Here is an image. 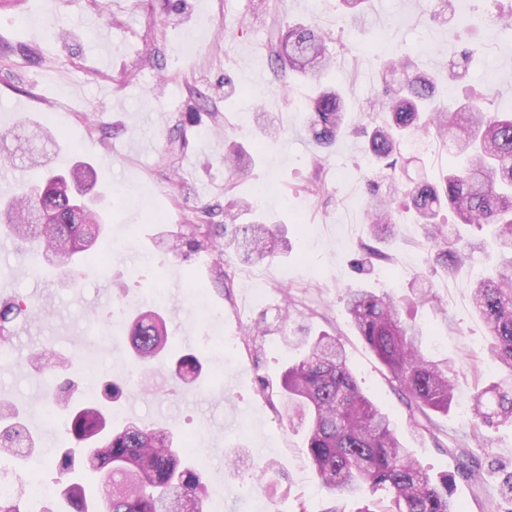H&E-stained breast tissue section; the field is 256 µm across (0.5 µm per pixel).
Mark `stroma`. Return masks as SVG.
<instances>
[{"label": "stroma", "mask_w": 512, "mask_h": 512, "mask_svg": "<svg viewBox=\"0 0 512 512\" xmlns=\"http://www.w3.org/2000/svg\"><path fill=\"white\" fill-rule=\"evenodd\" d=\"M512 0H467L448 22L433 19L423 0H370L364 23L341 14L340 0H274L268 10L250 0H16L0 9V173L35 175L33 160L56 170L91 163L95 192L110 207L106 248L83 267L81 285L69 287L59 266L41 264L23 248L0 253V302L23 299L43 307L42 318L14 326L7 356H0V400L17 406L31 433L58 430L69 410L53 400L68 388L76 401L95 400L103 382L125 383L110 423L129 416L150 427H172L208 477L206 512H356L361 500H336L321 487L290 424L280 380L298 352L294 340L327 333L340 337L363 391L389 414L402 444L433 474L454 478L464 512H506L500 496L504 471H512V426L487 428L475 439L468 394L499 377L486 355L487 330L474 313L471 284L488 262L475 255L456 276L435 269L425 230L406 208L404 190L427 177L437 181L455 162L433 138L408 141L398 159L394 197L401 215L393 239L383 243L388 261L358 270L354 261L367 239L366 182L377 168L357 130L383 122L376 111L383 61L403 57L423 71L469 53L474 75L442 83L449 100L469 89L489 93L494 112L512 110V28L495 13ZM111 26L102 47L96 22ZM303 23L330 37L336 65L329 83L364 104L350 112L348 135L319 151L301 111L315 85L274 81L265 51L277 23ZM428 50H420V39ZM372 55L355 64L352 46ZM278 137L263 134L266 122ZM245 168L224 165L229 147ZM249 200L278 224L287 247L246 276L234 251L223 258L203 249L182 259L159 246L162 230L182 224H220L225 204ZM320 271L322 285H303L304 263ZM224 284L213 283L216 265ZM426 272L434 304L417 302L410 284ZM357 285L399 298L404 319L421 325L433 359L454 367L463 400L417 426L390 376L351 327L344 292ZM161 298L169 339L179 350L205 356L202 384L179 387L160 367L130 362L124 339L143 297ZM267 320L247 349L234 346L247 326ZM43 352L57 360L34 366ZM482 463L476 479L460 476L459 449ZM46 455L10 465L17 490L29 475L51 488L61 476ZM269 465L262 483L253 466Z\"/></svg>", "instance_id": "obj_1"}]
</instances>
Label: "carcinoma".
Returning <instances> with one entry per match:
<instances>
[{
	"label": "carcinoma",
	"mask_w": 512,
	"mask_h": 512,
	"mask_svg": "<svg viewBox=\"0 0 512 512\" xmlns=\"http://www.w3.org/2000/svg\"><path fill=\"white\" fill-rule=\"evenodd\" d=\"M267 47L276 78L295 73L317 84L318 91L304 107L305 126L317 146H330L345 133L348 103L339 90L323 83L334 64L326 38L304 25L281 23L270 31ZM381 79L390 86L382 108L389 118L367 135L365 148L373 159L394 168L397 150L412 132L452 140L461 158L441 183L424 180L407 190L419 223L425 225L435 264L453 275L488 242L502 258L488 275L474 281L471 300L489 332L488 354L504 376L473 392L470 411L479 429L495 422L512 424V113L485 111L484 97L476 91L450 109L437 99V78L401 59L386 60ZM93 179V166L81 162L42 184L18 186L15 196L0 200V231L21 245L41 241L51 259L92 263L99 256L102 225L89 207L72 203L67 185L82 192ZM32 208L43 211L47 223H28ZM445 208L454 215L456 226L474 228L480 237H464L458 230L448 233L437 222ZM248 211L241 206L224 212V221L236 225V235L224 241V248H234L247 262L275 257L276 225ZM368 216L371 243L365 250L371 258H382L374 244L395 234L397 219L391 194L380 192L375 183L369 188ZM195 228L180 225L168 239L167 252L186 256L204 248L194 238ZM345 311L358 336L389 372L413 417L429 424L430 413L448 412L457 392L452 368L425 356L422 329L402 320L399 301L351 288ZM34 313L24 303L1 304L0 342L9 340L12 323ZM126 342L140 367L147 369L156 361L183 384L203 377L199 354L165 352L166 320L155 309L135 313ZM298 347L301 354L285 370L282 389L288 415L305 426L306 454L319 482L338 498L370 491L374 499L358 512H462L452 498L453 479L432 475L414 460L399 441L389 414L364 394L340 339L322 334L298 341ZM11 417L10 405L1 401L0 454L16 455L24 449L32 456L37 449L33 435L20 422L9 421ZM67 435L70 447L59 458L60 475L74 473L78 460L84 471L104 476L100 493L106 512H204V474L171 432L134 421L112 428L102 408L90 402L70 414ZM42 512L97 509L84 484L70 478L62 484L58 501Z\"/></svg>",
	"instance_id": "obj_1"
}]
</instances>
